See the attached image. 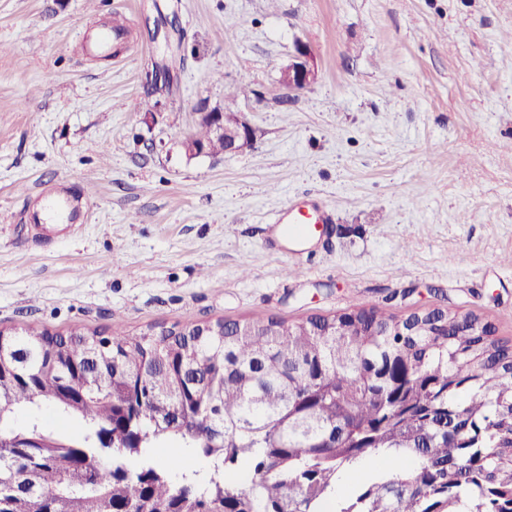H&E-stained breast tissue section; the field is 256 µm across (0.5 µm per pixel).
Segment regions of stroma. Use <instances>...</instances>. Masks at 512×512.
<instances>
[{"mask_svg": "<svg viewBox=\"0 0 512 512\" xmlns=\"http://www.w3.org/2000/svg\"><path fill=\"white\" fill-rule=\"evenodd\" d=\"M239 85L250 146L185 155ZM294 196L329 223L284 236ZM359 308L512 344V0H0V330ZM318 78V66L310 45L296 39L294 51L288 65L280 73L279 82L288 92H298L307 89Z\"/></svg>", "mask_w": 512, "mask_h": 512, "instance_id": "35a3bbf8", "label": "stroma"}]
</instances>
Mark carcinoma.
I'll return each instance as SVG.
<instances>
[{"label": "carcinoma", "instance_id": "carcinoma-1", "mask_svg": "<svg viewBox=\"0 0 512 512\" xmlns=\"http://www.w3.org/2000/svg\"><path fill=\"white\" fill-rule=\"evenodd\" d=\"M491 334L439 308L0 330V512H512V345ZM171 444L198 466L155 458Z\"/></svg>", "mask_w": 512, "mask_h": 512}]
</instances>
